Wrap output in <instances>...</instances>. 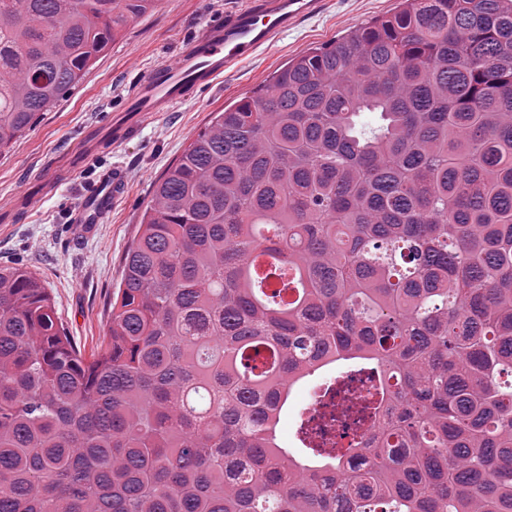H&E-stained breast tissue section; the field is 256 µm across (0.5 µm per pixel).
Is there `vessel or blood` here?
I'll return each instance as SVG.
<instances>
[{
	"instance_id": "b4317fda",
	"label": "vessel or blood",
	"mask_w": 512,
	"mask_h": 512,
	"mask_svg": "<svg viewBox=\"0 0 512 512\" xmlns=\"http://www.w3.org/2000/svg\"><path fill=\"white\" fill-rule=\"evenodd\" d=\"M320 5V0H246L243 7L225 11L223 19L209 23L182 48L176 65L145 71L128 94L124 111L140 117L174 111L189 92L222 81L226 72L270 47ZM124 190L125 175L113 168L83 199L77 221L98 223Z\"/></svg>"
}]
</instances>
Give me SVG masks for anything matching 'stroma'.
<instances>
[{"label":"stroma","instance_id":"stroma-1","mask_svg":"<svg viewBox=\"0 0 512 512\" xmlns=\"http://www.w3.org/2000/svg\"><path fill=\"white\" fill-rule=\"evenodd\" d=\"M244 0H161L151 15L131 23L108 45L83 80L14 147L0 154V266L36 272L49 288L56 313L75 343L96 347L108 334L112 293L122 278V259L151 196L155 180L178 158L213 112L252 95L289 59L309 48L391 13L397 0H323L270 49L226 75L211 90L195 91L175 111L142 119L111 135L110 122L131 85L144 70L175 63L184 42ZM97 129L104 141L88 164L72 163L84 131ZM125 173L123 197L98 223L75 221L83 198L112 169ZM58 172L53 193L41 194L39 181ZM320 377L298 385L288 405L280 439L297 457L306 450L297 437L300 405Z\"/></svg>","mask_w":512,"mask_h":512}]
</instances>
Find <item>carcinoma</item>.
Returning <instances> with one entry per match:
<instances>
[{
	"label": "carcinoma",
	"mask_w": 512,
	"mask_h": 512,
	"mask_svg": "<svg viewBox=\"0 0 512 512\" xmlns=\"http://www.w3.org/2000/svg\"><path fill=\"white\" fill-rule=\"evenodd\" d=\"M158 4L0 0V153ZM356 359L365 464L295 459L294 384ZM0 512H512V0H400L214 113L91 357L0 266Z\"/></svg>",
	"instance_id": "1"
}]
</instances>
